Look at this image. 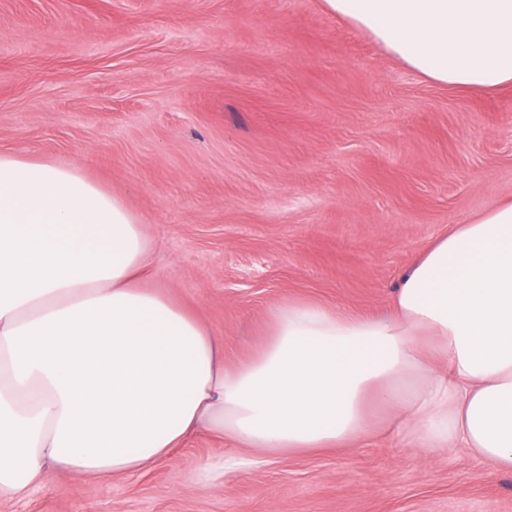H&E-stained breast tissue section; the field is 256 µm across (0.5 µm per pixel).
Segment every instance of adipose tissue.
<instances>
[{
  "label": "adipose tissue",
  "mask_w": 512,
  "mask_h": 512,
  "mask_svg": "<svg viewBox=\"0 0 512 512\" xmlns=\"http://www.w3.org/2000/svg\"><path fill=\"white\" fill-rule=\"evenodd\" d=\"M324 4L433 82L512 85V0ZM151 250L79 167L0 152V498L52 468L145 470L201 429L274 458L382 427L512 472V202L427 246L391 315L291 299L231 362L145 286Z\"/></svg>",
  "instance_id": "adipose-tissue-1"
}]
</instances>
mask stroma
Listing matches in <instances>:
<instances>
[{
	"instance_id": "obj_1",
	"label": "stroma",
	"mask_w": 512,
	"mask_h": 512,
	"mask_svg": "<svg viewBox=\"0 0 512 512\" xmlns=\"http://www.w3.org/2000/svg\"><path fill=\"white\" fill-rule=\"evenodd\" d=\"M123 197L149 282L244 357L305 296L385 315L436 238L512 200V86L459 89L322 0H0V152ZM201 431L147 470L52 469L0 512H512V473L382 434L205 483Z\"/></svg>"
}]
</instances>
